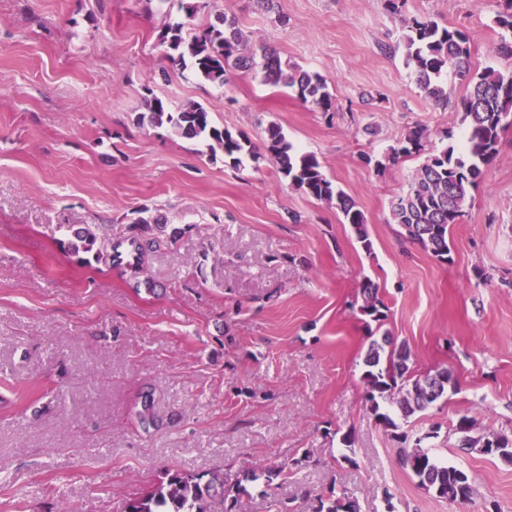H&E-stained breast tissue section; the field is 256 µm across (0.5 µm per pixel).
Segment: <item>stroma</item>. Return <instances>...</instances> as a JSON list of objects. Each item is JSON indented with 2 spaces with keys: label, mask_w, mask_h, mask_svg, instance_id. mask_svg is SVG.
Masks as SVG:
<instances>
[{
  "label": "stroma",
  "mask_w": 512,
  "mask_h": 512,
  "mask_svg": "<svg viewBox=\"0 0 512 512\" xmlns=\"http://www.w3.org/2000/svg\"><path fill=\"white\" fill-rule=\"evenodd\" d=\"M168 0H0V381L55 391L0 415V512H124L169 470L241 483L211 512H313L327 486L359 512H512V463L459 448L461 416L512 439V125L450 230L452 262L390 219L423 158L385 157L427 127V152L461 145L464 82L424 97L403 37L425 14L470 38L473 70L512 72L498 54V0H213L249 45L323 76L333 111L229 72L213 86L170 66ZM198 102L247 138L241 164L169 127L137 124L146 95ZM278 125L356 202L364 250L335 205L297 190L262 146ZM378 159L368 166L364 155ZM147 216L165 243L140 274L65 253L71 225L113 240ZM371 281L382 327L359 307ZM406 344L421 374L455 387L401 423L474 481L471 503L441 499L398 464L366 401L371 338ZM151 388L161 428L132 407ZM352 447H345L344 438ZM311 463H304V456ZM298 467H291V460ZM288 473H281V466ZM277 471L272 482L252 473Z\"/></svg>",
  "instance_id": "1"
}]
</instances>
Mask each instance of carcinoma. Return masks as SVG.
Returning a JSON list of instances; mask_svg holds the SVG:
<instances>
[{"mask_svg": "<svg viewBox=\"0 0 512 512\" xmlns=\"http://www.w3.org/2000/svg\"><path fill=\"white\" fill-rule=\"evenodd\" d=\"M208 6L209 0H179L184 18L168 23L162 35L172 65L189 66L201 78L218 86L224 85L231 68L243 72L259 69L264 83L289 88L301 101L323 112L333 109V95L320 74L297 64L282 63L277 52L269 47H244L243 34L236 22L220 14L204 26L192 24L193 18ZM407 28V57L415 66L416 84L425 98L436 103L448 100L442 86V76L447 71L468 84L467 93L458 104L466 125L463 149L457 152L450 146L427 155L412 176L407 192L395 198L390 207L392 222L402 227L408 241L447 262L451 255L448 232L465 215L471 192L483 179L484 166L497 157L501 134L512 123V72L505 74L492 66L472 70L469 38L459 28L441 26L429 16L412 18ZM146 108L151 124H167L185 138L205 141L211 150L221 149L225 157L237 164L242 162V156L253 153L250 141L215 126L210 112L199 103L172 108L163 100L150 97L146 99ZM428 137L427 128L414 127L399 146L391 149L387 161L396 164L404 156L420 153ZM265 147L279 172L298 190L311 198L335 203L344 223L352 225L362 247L371 251L363 213L327 178L315 154L294 150L275 124L267 130ZM69 236L68 252L92 255L85 262L109 260L134 273L140 270L146 252L161 243L144 217L139 219L137 232L113 242L112 251L107 254L98 245L97 234L88 228H71ZM362 296L360 312L374 322L384 320L385 304L378 296L377 286L366 283ZM364 366L362 378L367 385L370 410L397 438L398 424L386 408L394 406L408 419L446 396L448 385L453 383L446 370L436 374L414 373L408 348L386 335L369 343ZM38 393L48 394V386L33 382L13 388L0 398V404L15 411L24 410ZM135 414L145 430L162 423L153 412V394L149 390L142 394ZM475 425V418L467 415L457 421L454 432L460 437L461 447L486 455L495 446L512 449V440L503 435L471 436ZM428 438L430 434L426 433L416 439L414 447L400 449V465L417 479L419 486L437 497L459 504L471 501L474 486L470 476L423 448L421 443ZM224 485L222 476L213 475L205 482L198 475L169 473L146 494L130 500L124 512H208L209 500L224 493ZM315 512H357V504L349 496L336 495L332 487L317 496Z\"/></svg>", "mask_w": 512, "mask_h": 512, "instance_id": "obj_1", "label": "carcinoma"}]
</instances>
